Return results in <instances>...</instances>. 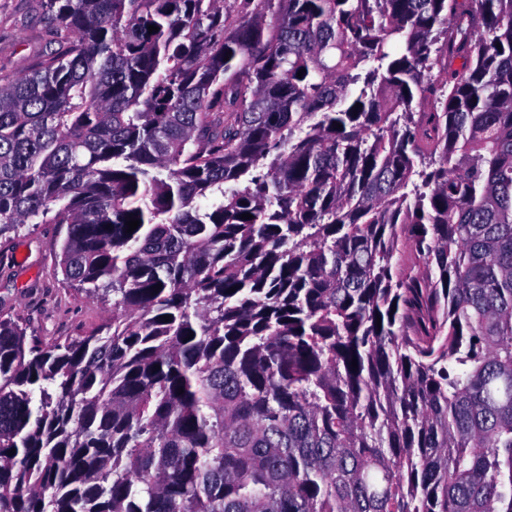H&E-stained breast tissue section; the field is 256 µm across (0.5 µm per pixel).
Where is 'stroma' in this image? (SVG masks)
I'll list each match as a JSON object with an SVG mask.
<instances>
[{"label":"stroma","instance_id":"35a3bbf8","mask_svg":"<svg viewBox=\"0 0 512 512\" xmlns=\"http://www.w3.org/2000/svg\"><path fill=\"white\" fill-rule=\"evenodd\" d=\"M51 41L41 0H0V73H25ZM64 234L59 224H28L0 239V318L44 342L112 324L111 305L65 283L54 248Z\"/></svg>","mask_w":512,"mask_h":512}]
</instances>
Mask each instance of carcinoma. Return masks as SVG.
<instances>
[{
    "label": "carcinoma",
    "mask_w": 512,
    "mask_h": 512,
    "mask_svg": "<svg viewBox=\"0 0 512 512\" xmlns=\"http://www.w3.org/2000/svg\"><path fill=\"white\" fill-rule=\"evenodd\" d=\"M43 2L0 236L112 330L0 319V512H512V0Z\"/></svg>",
    "instance_id": "carcinoma-1"
}]
</instances>
